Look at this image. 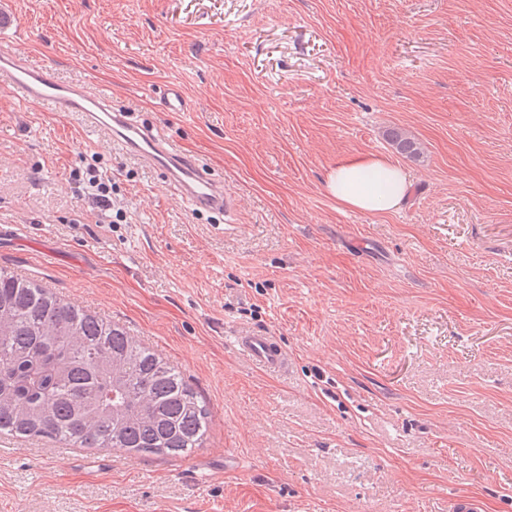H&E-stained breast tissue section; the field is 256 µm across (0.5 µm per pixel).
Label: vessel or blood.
I'll use <instances>...</instances> for the list:
<instances>
[{
  "instance_id": "obj_1",
  "label": "vessel or blood",
  "mask_w": 512,
  "mask_h": 512,
  "mask_svg": "<svg viewBox=\"0 0 512 512\" xmlns=\"http://www.w3.org/2000/svg\"><path fill=\"white\" fill-rule=\"evenodd\" d=\"M0 85L17 92L23 104L46 105L75 116L83 129L108 136L130 156L155 167L166 185L197 211L224 212L232 201L224 181L198 161L187 158L159 132L131 113L113 108L108 96L58 82L43 68L9 52H0ZM239 353L273 373L288 369V353L268 332H240L232 338Z\"/></svg>"
}]
</instances>
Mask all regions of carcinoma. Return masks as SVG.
Instances as JSON below:
<instances>
[{"label": "carcinoma", "instance_id": "carcinoma-1", "mask_svg": "<svg viewBox=\"0 0 512 512\" xmlns=\"http://www.w3.org/2000/svg\"><path fill=\"white\" fill-rule=\"evenodd\" d=\"M386 138L408 158L423 154L400 128ZM210 427L177 366L124 327L0 269V434L186 458Z\"/></svg>", "mask_w": 512, "mask_h": 512}]
</instances>
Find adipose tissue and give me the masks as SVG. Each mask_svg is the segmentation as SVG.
<instances>
[{
  "label": "adipose tissue",
  "instance_id": "1",
  "mask_svg": "<svg viewBox=\"0 0 512 512\" xmlns=\"http://www.w3.org/2000/svg\"><path fill=\"white\" fill-rule=\"evenodd\" d=\"M327 188L348 210L383 213L400 209L409 195L407 175L396 165L375 157H356L336 165Z\"/></svg>",
  "mask_w": 512,
  "mask_h": 512
}]
</instances>
